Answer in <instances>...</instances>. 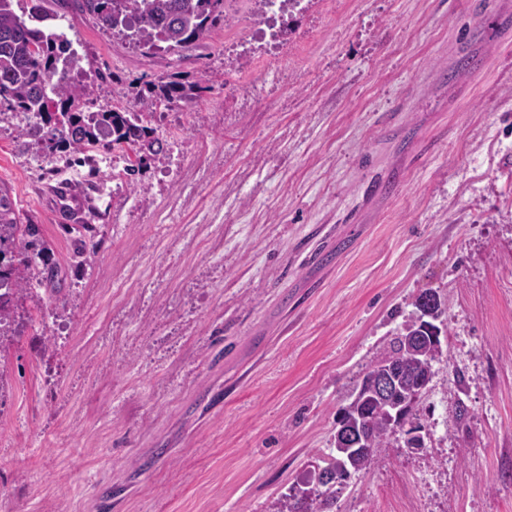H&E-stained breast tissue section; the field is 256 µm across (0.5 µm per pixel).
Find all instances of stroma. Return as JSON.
Listing matches in <instances>:
<instances>
[{
    "instance_id": "1",
    "label": "stroma",
    "mask_w": 512,
    "mask_h": 512,
    "mask_svg": "<svg viewBox=\"0 0 512 512\" xmlns=\"http://www.w3.org/2000/svg\"><path fill=\"white\" fill-rule=\"evenodd\" d=\"M292 16L307 55L224 121V26L142 53L46 0L94 99L209 80L180 180L151 164L105 213L59 198L0 128V187L73 295L0 352V512H268L313 479L336 414L413 311L447 298L416 406L335 512H512V0H335ZM65 213L96 227L71 266Z\"/></svg>"
}]
</instances>
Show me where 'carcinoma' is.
Instances as JSON below:
<instances>
[{
  "label": "carcinoma",
  "mask_w": 512,
  "mask_h": 512,
  "mask_svg": "<svg viewBox=\"0 0 512 512\" xmlns=\"http://www.w3.org/2000/svg\"><path fill=\"white\" fill-rule=\"evenodd\" d=\"M19 0H0V113L22 112L33 121L27 133L38 137L52 155L87 154L99 149L119 151L127 157L126 177H134L147 164L161 163L167 153L157 134L156 114L192 102L206 91L200 80L172 74L136 84L132 107L97 105L92 90L76 84L67 72L78 67L70 41L56 34L49 21L56 16L43 0L19 14ZM224 0H79L81 13L104 28L118 30L146 54L157 50L179 52L201 41L223 15ZM75 235L79 265L89 262L99 241L90 224H66ZM49 251L39 224H20L6 192L0 190V350L14 342L17 309L26 298L42 301L37 287L55 279L57 271L44 261ZM418 330L406 320L386 339L381 355L366 372L380 376L389 371L399 390L411 388L442 361V350L430 343L417 355L400 341L406 331ZM363 435L374 449L391 448L399 441L397 421L383 412L380 400L364 401L357 409ZM310 505L294 494L281 496L273 512H333L335 492L311 489Z\"/></svg>",
  "instance_id": "cac0c4a2"
}]
</instances>
